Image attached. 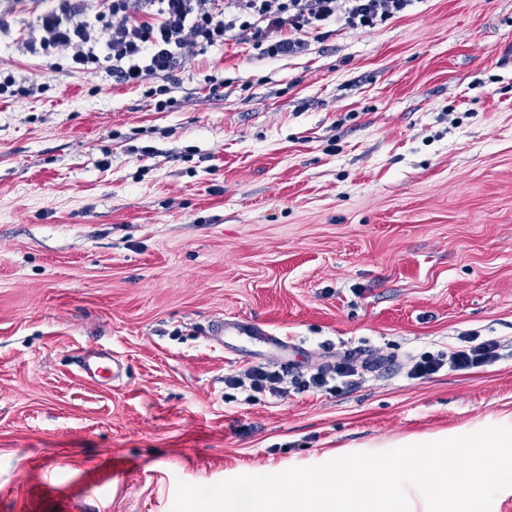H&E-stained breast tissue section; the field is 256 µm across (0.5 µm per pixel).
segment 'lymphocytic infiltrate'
Instances as JSON below:
<instances>
[{
	"label": "lymphocytic infiltrate",
	"instance_id": "1",
	"mask_svg": "<svg viewBox=\"0 0 512 512\" xmlns=\"http://www.w3.org/2000/svg\"><path fill=\"white\" fill-rule=\"evenodd\" d=\"M410 0H61L40 12L21 42L25 52L66 53L70 71L87 75L106 70L128 86L172 80L175 69L208 47L235 39L259 56L276 58L304 49L324 36L333 20L349 29H374L400 17ZM494 340L456 346L416 360L410 374L431 376L442 368L468 371L494 362ZM368 367L355 354L320 363L309 375L252 366L226 380L248 400L266 393L284 396L289 385L323 389L330 382H353Z\"/></svg>",
	"mask_w": 512,
	"mask_h": 512
}]
</instances>
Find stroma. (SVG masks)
I'll list each match as a JSON object with an SVG mask.
<instances>
[{
	"label": "stroma",
	"mask_w": 512,
	"mask_h": 512,
	"mask_svg": "<svg viewBox=\"0 0 512 512\" xmlns=\"http://www.w3.org/2000/svg\"><path fill=\"white\" fill-rule=\"evenodd\" d=\"M52 0H0V512H171L177 481L512 414V0H411L274 59L228 41L172 108L19 43ZM248 318L287 353L213 324ZM476 334L469 372L409 356ZM382 366L246 402L239 369ZM117 376L91 380L85 353ZM498 349L497 342L489 339L474 345L455 346L448 350V353H425L412 364L410 375L415 378L428 377L440 371L445 365L455 371L480 368L498 358Z\"/></svg>",
	"instance_id": "35a3bbf8"
}]
</instances>
